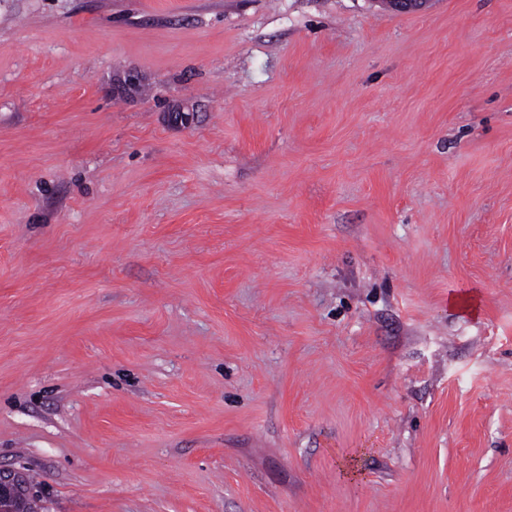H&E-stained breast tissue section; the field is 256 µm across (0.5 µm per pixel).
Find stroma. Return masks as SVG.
Returning <instances> with one entry per match:
<instances>
[{
	"instance_id": "stroma-1",
	"label": "stroma",
	"mask_w": 512,
	"mask_h": 512,
	"mask_svg": "<svg viewBox=\"0 0 512 512\" xmlns=\"http://www.w3.org/2000/svg\"><path fill=\"white\" fill-rule=\"evenodd\" d=\"M0 472L512 512V0H0Z\"/></svg>"
}]
</instances>
